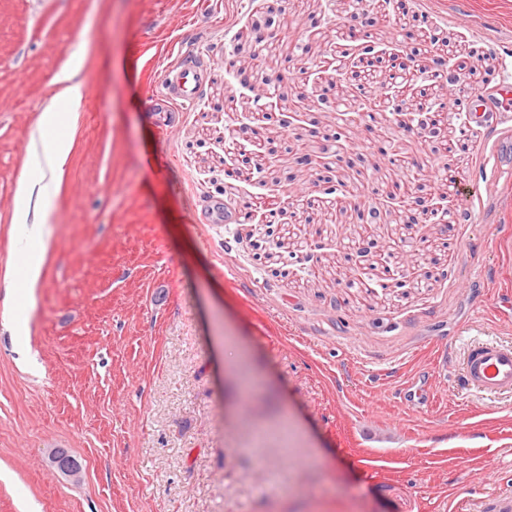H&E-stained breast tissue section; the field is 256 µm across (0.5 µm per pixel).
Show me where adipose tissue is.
<instances>
[{
  "instance_id": "adipose-tissue-1",
  "label": "adipose tissue",
  "mask_w": 512,
  "mask_h": 512,
  "mask_svg": "<svg viewBox=\"0 0 512 512\" xmlns=\"http://www.w3.org/2000/svg\"><path fill=\"white\" fill-rule=\"evenodd\" d=\"M63 107L41 113L39 124L51 133L49 150L32 154L22 172L15 192L14 215L25 237L42 238L44 229L52 220V207L48 185L44 184L45 169L62 172L71 150L72 129L82 101V89L77 85L64 87L61 92Z\"/></svg>"
}]
</instances>
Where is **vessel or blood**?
<instances>
[{"mask_svg": "<svg viewBox=\"0 0 512 512\" xmlns=\"http://www.w3.org/2000/svg\"><path fill=\"white\" fill-rule=\"evenodd\" d=\"M208 63L197 55L185 54L161 80L162 91L149 102L153 112H175L192 102L202 91ZM456 383L467 392L512 396V341L495 336L465 342L458 364Z\"/></svg>", "mask_w": 512, "mask_h": 512, "instance_id": "1", "label": "vessel or blood"}]
</instances>
